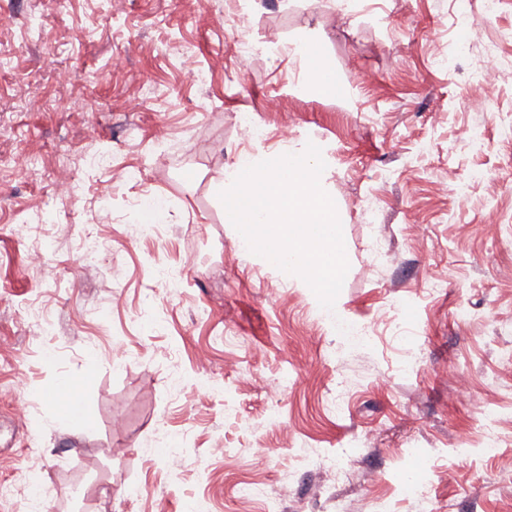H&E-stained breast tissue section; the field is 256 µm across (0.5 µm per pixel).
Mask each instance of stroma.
I'll return each mask as SVG.
<instances>
[{"instance_id": "obj_1", "label": "stroma", "mask_w": 512, "mask_h": 512, "mask_svg": "<svg viewBox=\"0 0 512 512\" xmlns=\"http://www.w3.org/2000/svg\"><path fill=\"white\" fill-rule=\"evenodd\" d=\"M237 6L245 36L304 41L316 69L232 53L228 0H0V482L14 487L0 512L35 484L57 512H262L244 480L280 512H421L410 472L430 512H512V0L492 17L482 0ZM490 64L500 95L469 111ZM245 113L264 131L251 144ZM287 118L298 141L324 139L349 262L335 317L299 276L238 255L218 198L239 156L279 153ZM463 124L476 140L457 138ZM152 196L162 228L133 236ZM340 318L370 337L348 339ZM451 366L480 406L456 400ZM64 375L92 431L58 423ZM161 423L171 447L155 444ZM354 438V477L334 482L324 460Z\"/></svg>"}]
</instances>
